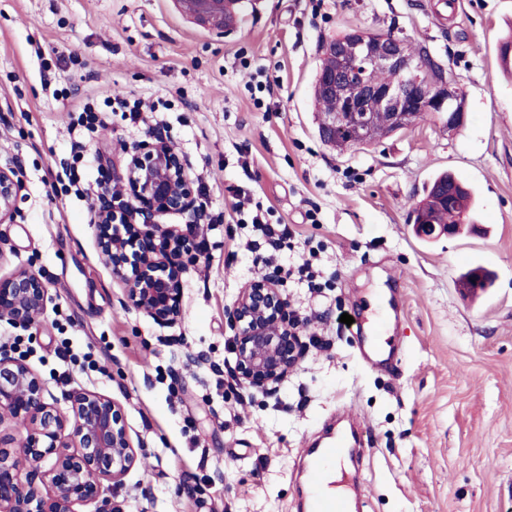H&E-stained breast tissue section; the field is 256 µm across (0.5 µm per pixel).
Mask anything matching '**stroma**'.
Returning a JSON list of instances; mask_svg holds the SVG:
<instances>
[{"mask_svg":"<svg viewBox=\"0 0 512 512\" xmlns=\"http://www.w3.org/2000/svg\"><path fill=\"white\" fill-rule=\"evenodd\" d=\"M355 28L429 45L465 94L464 127L428 112L371 146L327 147L312 85L323 44ZM510 28L512 0H249L229 31L174 0H0V166L23 186L0 223V276L30 268L48 288L39 328L0 321V349L63 413L85 390L118 404L137 454L107 490L120 512H298L301 456L338 414L366 446L359 476L343 475L349 512H512V75L497 57ZM113 92L172 108L145 124L106 114L83 194H64L69 112ZM164 124L209 210L242 190L296 230L272 254L250 248L251 212L202 226L208 252L186 266L172 328L123 305L94 225L113 166ZM444 171L475 188L484 230L425 241L409 212ZM267 254L312 258L324 285H283L301 335L327 345L277 400L224 368L225 312ZM473 265L493 285L470 299L458 278ZM345 313L355 323L338 328ZM374 344L392 368L365 367L358 349Z\"/></svg>","mask_w":512,"mask_h":512,"instance_id":"stroma-1","label":"stroma"}]
</instances>
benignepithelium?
I'll list each match as a JSON object with an SVG mask.
<instances>
[{
  "instance_id": "obj_1",
  "label": "benign epithelium",
  "mask_w": 512,
  "mask_h": 512,
  "mask_svg": "<svg viewBox=\"0 0 512 512\" xmlns=\"http://www.w3.org/2000/svg\"><path fill=\"white\" fill-rule=\"evenodd\" d=\"M175 3L202 25L224 27V12L218 9L196 7L190 0ZM349 38L355 43L351 54L336 41L322 48L323 54L335 58L336 68L319 74L317 90L344 103L343 111L323 118L322 141L336 144V129L345 128L347 142L367 145L373 126L381 124L393 133L411 125L418 111L445 118L450 133L465 125L462 90L437 59L425 62L406 40L391 32L370 35L355 29ZM377 71L394 73L398 81L378 83L373 80ZM112 179L127 183L131 196L113 195L103 184L102 206L95 216L101 248L113 273L124 281V302L160 325L174 326L182 312V258L193 246L156 218L195 211L189 164L167 139L150 134L133 148L124 172H112ZM21 189L15 170L0 167L1 224L13 216ZM119 218L127 226L142 222L146 231L135 241L116 235L113 223ZM413 228L421 238L436 239L466 230L474 233L480 225L437 224L423 210ZM131 248L137 263L129 277L125 267ZM45 298L41 276L31 269L0 277V320L23 328L35 326ZM227 325L239 385L280 398L306 349L280 285L264 278L246 283L227 310ZM45 391L43 380L24 360L0 353V419L7 415L26 432L21 451L0 445V512H76V505L89 501L100 502L96 512H115L101 480L120 482L136 461L120 408L104 396L80 392L72 396L70 424L45 401ZM72 447L75 452H64ZM43 463L48 464L46 495L33 483L34 471Z\"/></svg>"
}]
</instances>
